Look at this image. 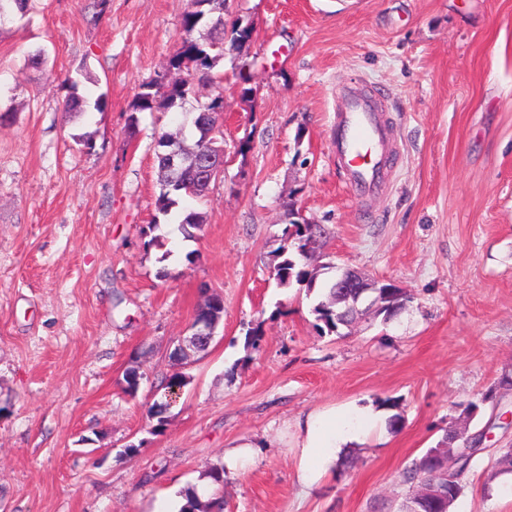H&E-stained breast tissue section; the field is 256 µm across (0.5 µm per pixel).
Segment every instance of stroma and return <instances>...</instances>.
<instances>
[{
    "label": "stroma",
    "instance_id": "stroma-1",
    "mask_svg": "<svg viewBox=\"0 0 512 512\" xmlns=\"http://www.w3.org/2000/svg\"><path fill=\"white\" fill-rule=\"evenodd\" d=\"M184 8L109 0L98 17L93 0H31L0 24V512H177L242 439L253 456L225 473L223 512H398L406 468L473 401L486 436L451 512H512V474L489 466L512 448V392L481 400L512 373V0H224L225 25L253 38L194 85L198 101L224 96V174L197 205L198 239L170 220L155 244L156 140L185 114L127 127L143 84L183 76L169 61ZM65 76L106 109L65 111ZM350 86L383 92L400 151L374 198L351 193L332 152ZM291 208L325 230L311 291L273 275ZM333 266L409 300L322 333ZM205 288L224 300L216 336L175 358ZM176 374L153 432L147 407ZM389 398L398 429L301 485L298 419Z\"/></svg>",
    "mask_w": 512,
    "mask_h": 512
}]
</instances>
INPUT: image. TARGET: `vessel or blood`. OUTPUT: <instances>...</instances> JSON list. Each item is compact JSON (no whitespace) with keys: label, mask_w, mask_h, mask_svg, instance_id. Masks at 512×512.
<instances>
[{"label":"vessel or blood","mask_w":512,"mask_h":512,"mask_svg":"<svg viewBox=\"0 0 512 512\" xmlns=\"http://www.w3.org/2000/svg\"><path fill=\"white\" fill-rule=\"evenodd\" d=\"M388 129L373 97L348 90L332 125L336 162L355 195H372L383 187L395 164L387 148Z\"/></svg>","instance_id":"obj_1"}]
</instances>
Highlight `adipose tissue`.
Segmentation results:
<instances>
[{
  "mask_svg": "<svg viewBox=\"0 0 512 512\" xmlns=\"http://www.w3.org/2000/svg\"><path fill=\"white\" fill-rule=\"evenodd\" d=\"M381 421V413L373 411L332 408L307 414L300 424L303 433L301 483L308 487L322 478L335 465L340 448L360 442L362 436Z\"/></svg>",
  "mask_w": 512,
  "mask_h": 512,
  "instance_id": "ef3b65f1",
  "label": "adipose tissue"
}]
</instances>
